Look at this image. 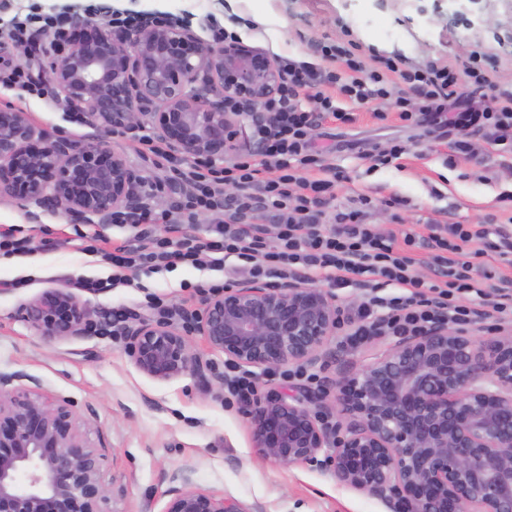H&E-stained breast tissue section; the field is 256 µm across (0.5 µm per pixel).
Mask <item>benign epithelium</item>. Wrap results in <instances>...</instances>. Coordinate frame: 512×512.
I'll return each mask as SVG.
<instances>
[{"mask_svg": "<svg viewBox=\"0 0 512 512\" xmlns=\"http://www.w3.org/2000/svg\"><path fill=\"white\" fill-rule=\"evenodd\" d=\"M75 19L46 38L54 89L97 129L151 125L187 160H224L247 149L241 121L285 79L264 48L236 38L209 43L178 19L141 14L116 30ZM82 224H110L143 206L141 180L123 155L92 138L77 143L0 109V194ZM46 340L94 330L87 306L51 289L26 307ZM123 328L143 375L170 381L203 374L192 336L241 367L314 365L330 355L340 309L324 290L287 280L243 281L205 294L188 314ZM324 395L270 391L243 401L253 448L288 466L330 467L336 483L381 501L389 512H512V335L483 337L446 323L401 336ZM104 454L86 421L39 382L0 372V512H105L112 495ZM26 475V482L19 480ZM165 512H244L224 494L193 487L182 472Z\"/></svg>", "mask_w": 512, "mask_h": 512, "instance_id": "1", "label": "benign epithelium"}]
</instances>
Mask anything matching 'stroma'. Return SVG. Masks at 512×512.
I'll return each mask as SVG.
<instances>
[{
  "instance_id": "obj_1",
  "label": "stroma",
  "mask_w": 512,
  "mask_h": 512,
  "mask_svg": "<svg viewBox=\"0 0 512 512\" xmlns=\"http://www.w3.org/2000/svg\"><path fill=\"white\" fill-rule=\"evenodd\" d=\"M99 0H0V68L26 63L29 46L10 42L13 19L29 14L91 17ZM114 12L155 13L187 17L206 39L235 31L244 41L275 56L314 62L321 43L344 42L366 65L399 59L405 68L447 66L462 69L472 54L484 60L490 81L512 92V0H476L463 19L451 15L446 0H110ZM26 112L37 127L75 141L98 133L77 122L63 97L45 82L36 97L0 86V109ZM105 144L122 153L142 180L145 203L172 209L176 199L162 193L168 179L153 156H140L132 134H107ZM315 146L324 160L345 171L333 209L354 206L358 197L373 199L370 222L376 229L403 236L408 229L427 234L428 223L497 224L503 222L501 193H512V155L474 136L475 159L455 156V131L406 127L396 119L379 121L371 108H359L348 124L324 122L313 128ZM401 141L407 154L391 165L370 170L367 153ZM0 196V229L20 227L34 240H64L55 252L34 249L24 257L0 263V372H22L36 378L43 391L71 400L88 422L90 437L100 440L106 456L105 476L113 495L108 512H165L172 472L188 471L197 488L224 493L245 512H386L380 501L337 484L326 468L282 466L259 457L238 399L224 385L223 354L196 340L195 351L207 364L204 376L186 374L157 381L140 373L120 336L104 331L86 337L49 341L27 323L24 310L51 288H66L89 308L94 320L123 312L126 322L157 319L146 306V294L159 296L174 309L191 311L199 301L198 283L211 274L177 266L158 274L139 275L137 285L91 294L80 288L84 277L106 276L112 267L101 256L79 252L67 240L74 224L60 210H39ZM394 340L392 334L359 346L330 340L332 354L310 366L309 377L286 379L280 369H253L259 394H318L327 381L360 368Z\"/></svg>"
}]
</instances>
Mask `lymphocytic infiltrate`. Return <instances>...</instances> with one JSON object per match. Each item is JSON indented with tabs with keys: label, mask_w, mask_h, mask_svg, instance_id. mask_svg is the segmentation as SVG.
<instances>
[{
	"label": "lymphocytic infiltrate",
	"mask_w": 512,
	"mask_h": 512,
	"mask_svg": "<svg viewBox=\"0 0 512 512\" xmlns=\"http://www.w3.org/2000/svg\"><path fill=\"white\" fill-rule=\"evenodd\" d=\"M321 55V66L281 58L286 78L263 105V118L252 124L256 153L236 154L218 168L209 161L189 162L168 154L154 137L139 136L138 153L164 159L175 178L187 181L191 190L172 212L147 206L134 215L115 212L113 223L134 228L135 240L113 245L107 254L112 276L81 280V287L103 293L126 283V271L156 273L179 263L214 271L216 277L207 287L215 293L238 278L260 279L272 286L291 278L334 287L356 285L371 294L346 335L352 346L382 332L407 336L442 320L469 325L476 311L463 299L470 294L499 319L511 318L512 278L488 269L483 261L489 251L503 259L512 255V234L506 230L511 215L502 226L434 224L428 236L411 231L399 239L370 224L374 202L369 197H359L349 209L329 212L327 205L345 174L313 152L310 132L327 118L352 122L342 102L378 103L374 115L381 120L386 117L381 106L389 103L404 122L456 131L457 155L474 156L470 137L475 133L508 152L512 93L491 85L475 57L459 73L434 67L402 69L392 58L369 68L342 43L323 46ZM395 72L408 84V92L396 90L391 78ZM464 81L481 90L483 103L452 111L450 104L458 100ZM229 186L235 195H226ZM257 212L271 218L275 239L250 224V216ZM184 213L213 214L217 220L202 236L175 241L155 234L159 224L178 228V217ZM424 245L434 251L433 275L428 279L415 272L414 250ZM390 285L398 287V294L382 295V288Z\"/></svg>",
	"instance_id": "lymphocytic-infiltrate-1"
}]
</instances>
